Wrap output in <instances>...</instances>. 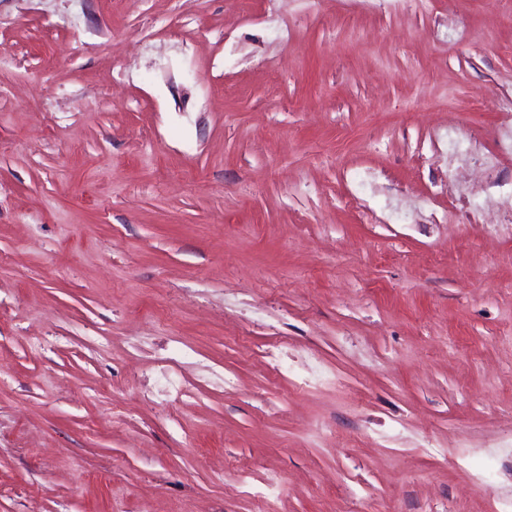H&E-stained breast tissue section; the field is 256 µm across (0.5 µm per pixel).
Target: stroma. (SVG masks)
Masks as SVG:
<instances>
[{
  "mask_svg": "<svg viewBox=\"0 0 512 512\" xmlns=\"http://www.w3.org/2000/svg\"><path fill=\"white\" fill-rule=\"evenodd\" d=\"M508 13L0 0V512H512Z\"/></svg>",
  "mask_w": 512,
  "mask_h": 512,
  "instance_id": "obj_1",
  "label": "stroma"
}]
</instances>
